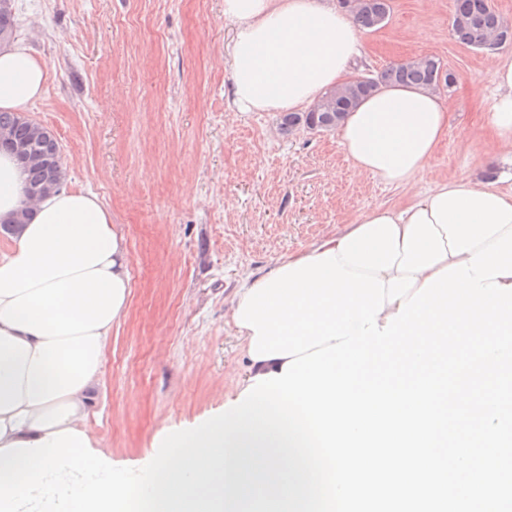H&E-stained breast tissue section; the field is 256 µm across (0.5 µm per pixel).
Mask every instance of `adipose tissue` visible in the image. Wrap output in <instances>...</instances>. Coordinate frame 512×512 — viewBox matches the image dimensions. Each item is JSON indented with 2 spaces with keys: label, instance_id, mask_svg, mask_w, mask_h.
Instances as JSON below:
<instances>
[{
  "label": "adipose tissue",
  "instance_id": "ef3b65f1",
  "mask_svg": "<svg viewBox=\"0 0 512 512\" xmlns=\"http://www.w3.org/2000/svg\"><path fill=\"white\" fill-rule=\"evenodd\" d=\"M235 29L224 48L232 76L229 98L241 112H293L345 82L358 54L352 16L331 0H224ZM48 71L27 48H0V109L19 112L40 99ZM490 125L512 143V57L499 60ZM448 134V110L432 92L409 86L366 97L339 129L354 168L398 189L411 187ZM456 190L487 193L512 207L499 179L435 183L403 206L357 213L343 231L311 244L317 256L379 218L399 228L401 255L381 272L385 305L379 325L398 312L427 278L455 264L431 204ZM29 220L0 251V448L66 429L85 430L101 387L113 327L131 293L129 253L97 194L59 188L30 203L26 175L0 153V220L20 211Z\"/></svg>",
  "mask_w": 512,
  "mask_h": 512
}]
</instances>
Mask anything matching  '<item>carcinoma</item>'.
<instances>
[{"instance_id": "cac0c4a2", "label": "carcinoma", "mask_w": 512, "mask_h": 512, "mask_svg": "<svg viewBox=\"0 0 512 512\" xmlns=\"http://www.w3.org/2000/svg\"><path fill=\"white\" fill-rule=\"evenodd\" d=\"M350 13L358 28L375 30L390 13L389 0H354ZM451 32L457 42L473 49L485 50L504 35L512 43V23L491 8L489 0H455ZM441 67L440 59L435 56L411 57L384 68L370 80L337 85L327 90L308 111L281 113L279 130L284 135L301 128L332 131L363 98L391 85L415 86L436 92L440 85H449L448 78H439ZM2 130L10 131L15 148L34 143L42 156L57 157L60 144L56 137L40 136L36 126L20 122L15 112L0 111Z\"/></svg>"}]
</instances>
